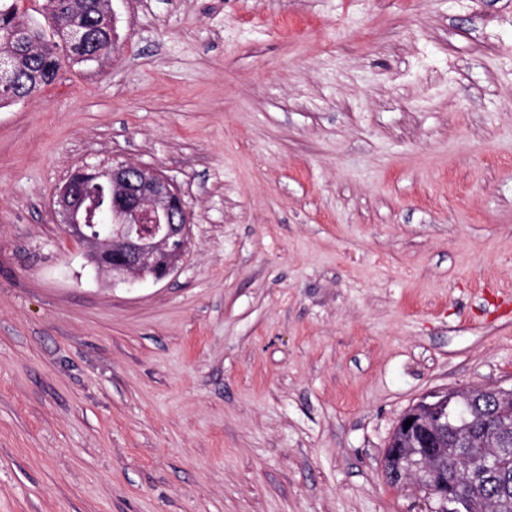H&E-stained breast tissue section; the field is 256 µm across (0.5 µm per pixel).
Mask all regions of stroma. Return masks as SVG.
Instances as JSON below:
<instances>
[{"mask_svg":"<svg viewBox=\"0 0 512 512\" xmlns=\"http://www.w3.org/2000/svg\"><path fill=\"white\" fill-rule=\"evenodd\" d=\"M0 108V512H427L384 452L512 389V0H112ZM152 166L191 236L113 282L53 210Z\"/></svg>","mask_w":512,"mask_h":512,"instance_id":"obj_1","label":"stroma"}]
</instances>
